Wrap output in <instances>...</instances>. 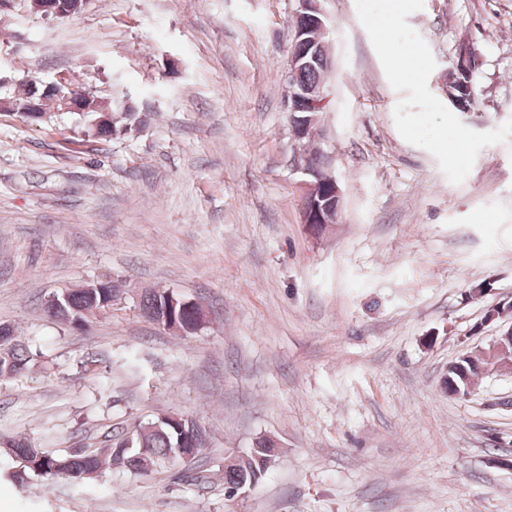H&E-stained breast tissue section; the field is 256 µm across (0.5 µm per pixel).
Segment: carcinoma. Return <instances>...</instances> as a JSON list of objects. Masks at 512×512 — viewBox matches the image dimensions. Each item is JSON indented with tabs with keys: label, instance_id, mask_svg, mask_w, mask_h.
I'll list each match as a JSON object with an SVG mask.
<instances>
[{
	"label": "carcinoma",
	"instance_id": "carcinoma-1",
	"mask_svg": "<svg viewBox=\"0 0 512 512\" xmlns=\"http://www.w3.org/2000/svg\"><path fill=\"white\" fill-rule=\"evenodd\" d=\"M475 70L453 67V92L460 99L462 112H477L478 96L473 78ZM326 70L320 63L314 62L300 72L296 84L305 86L324 80ZM82 115L88 122V130L96 137H108L126 134L134 125L141 124L135 112H114L112 121L102 120L100 110L104 102L90 96L81 95ZM166 289H147L140 300L142 314L151 321L156 320L167 306ZM119 298V286L110 281L101 283V287L91 290L70 288L58 294L59 305L45 304L48 313L73 326L88 325L95 314L112 308V302ZM179 304L170 308L171 314L180 318L186 327L197 323L198 313L194 303L183 297H177ZM36 365V358L30 347L21 343L12 335L0 341V378L8 380L20 376ZM479 371L468 361L458 359L448 368L444 379V388L466 389L473 383ZM158 427L147 431L142 424L134 422L114 431L110 443L100 448L75 446L66 451L52 448H37L25 438L5 440L8 447L3 453L11 465L0 467V479L10 480L24 487L34 478L44 482L65 481L81 484L94 480L112 469L126 470L136 476H144L159 468L168 466L170 458L178 454L177 445L183 431L189 430V424L180 414L169 413L156 417ZM264 455L263 441L257 439L255 447L247 452L250 460L236 468L223 471V483L245 485L259 484L269 471L260 456Z\"/></svg>",
	"mask_w": 512,
	"mask_h": 512
}]
</instances>
